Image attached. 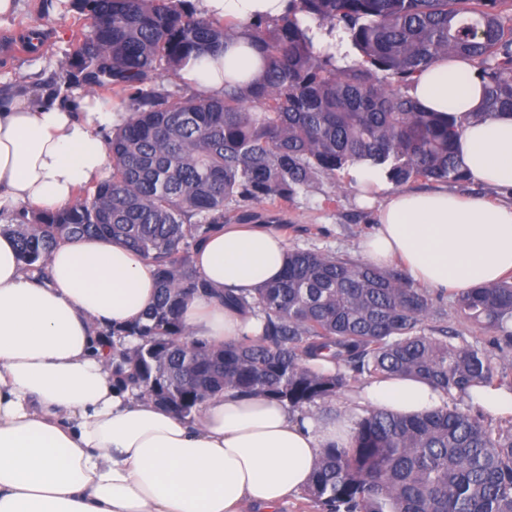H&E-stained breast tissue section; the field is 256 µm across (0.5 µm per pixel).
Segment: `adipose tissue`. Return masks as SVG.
Returning a JSON list of instances; mask_svg holds the SVG:
<instances>
[{
	"instance_id": "adipose-tissue-1",
	"label": "adipose tissue",
	"mask_w": 512,
	"mask_h": 512,
	"mask_svg": "<svg viewBox=\"0 0 512 512\" xmlns=\"http://www.w3.org/2000/svg\"><path fill=\"white\" fill-rule=\"evenodd\" d=\"M191 2L239 34L181 67L179 83L220 96L225 81L261 79V53L244 30L286 15L288 0ZM483 93L477 68L453 56L408 89L422 108L460 123L457 153L469 182L512 187V113L481 116ZM77 104L0 100V224L73 204L75 189L111 166L103 132L123 113L88 96ZM350 175L362 191L385 193L360 244L367 263L403 264L414 283L446 295L512 275V200L393 190L363 164ZM287 253L284 236L260 224L208 234L195 260L214 293L185 303L190 340L259 336L261 321L220 297L254 296L281 274ZM156 294L151 266L121 243L61 244L42 276L23 267L14 238L0 233V512H281L308 488L323 449L346 442V419L322 420L275 399L227 389L190 420L118 385L95 351L97 334L139 320ZM359 397L404 415L446 401L421 379L374 380Z\"/></svg>"
}]
</instances>
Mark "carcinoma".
<instances>
[{"label":"carcinoma","instance_id":"cac0c4a2","mask_svg":"<svg viewBox=\"0 0 512 512\" xmlns=\"http://www.w3.org/2000/svg\"><path fill=\"white\" fill-rule=\"evenodd\" d=\"M91 31L74 40L65 81L130 94L133 112L108 138L112 171L77 201L0 224L20 260L43 272L62 243L120 241L153 267L158 294L137 322L112 331V375L184 418L226 388L304 410L360 377L429 381L445 395L490 386L491 359L425 323L431 291L400 268L292 249L283 275L255 296L224 302L259 317L258 339L190 344L184 303L212 293L195 264L212 230L252 219L357 164L389 183H463L460 136L407 95L444 55H460L485 80L484 109H512V0H289L275 22L246 35L265 75L224 97L190 98L154 85L161 71L220 50L235 30L172 0H72ZM347 34L356 57L341 66L316 50L304 18ZM457 315L512 348V276L452 295ZM327 359L336 370L312 361ZM306 496L322 512H512V418L443 406L422 415L372 409L349 440L324 449Z\"/></svg>","mask_w":512,"mask_h":512}]
</instances>
